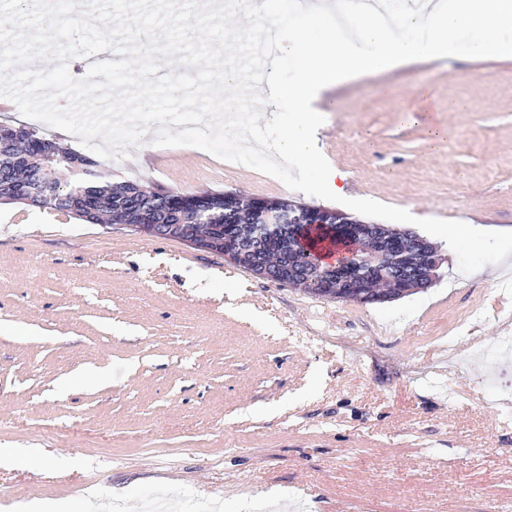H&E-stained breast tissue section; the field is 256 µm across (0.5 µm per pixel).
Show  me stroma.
<instances>
[{
  "instance_id": "1",
  "label": "stroma",
  "mask_w": 512,
  "mask_h": 512,
  "mask_svg": "<svg viewBox=\"0 0 512 512\" xmlns=\"http://www.w3.org/2000/svg\"><path fill=\"white\" fill-rule=\"evenodd\" d=\"M389 91H381V84ZM345 195L512 232V66L322 91ZM146 133L98 174L320 198ZM385 303L324 299L124 225L0 205V512H512V256Z\"/></svg>"
}]
</instances>
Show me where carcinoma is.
Returning <instances> with one entry per match:
<instances>
[{
	"instance_id": "obj_1",
	"label": "carcinoma",
	"mask_w": 512,
	"mask_h": 512,
	"mask_svg": "<svg viewBox=\"0 0 512 512\" xmlns=\"http://www.w3.org/2000/svg\"><path fill=\"white\" fill-rule=\"evenodd\" d=\"M10 147L0 148V204L22 203L72 214L97 224H168L179 228L206 227L205 245L224 252L225 236L233 237L241 256L234 261L259 275L301 285L307 293L327 299L348 300V282H362L357 302L383 303L416 292L410 284L421 280L415 263L414 244L403 255L380 250L369 237L367 225L353 228L352 241L336 239L309 224H289L272 233H256L263 217L254 211L252 199L228 193H181L146 184L114 182L96 174L91 158L73 152L35 129L5 125ZM92 175L94 180L68 183L60 173ZM329 240L353 250L359 263L338 268L324 263L312 246Z\"/></svg>"
}]
</instances>
